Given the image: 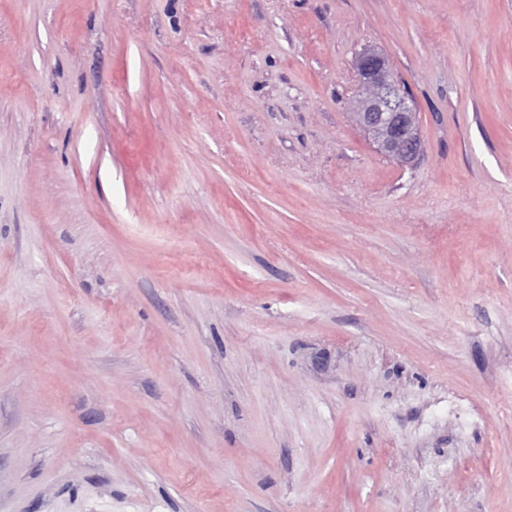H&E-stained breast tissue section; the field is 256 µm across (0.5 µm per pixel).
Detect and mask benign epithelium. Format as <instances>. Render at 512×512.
<instances>
[{"label":"benign epithelium","mask_w":512,"mask_h":512,"mask_svg":"<svg viewBox=\"0 0 512 512\" xmlns=\"http://www.w3.org/2000/svg\"><path fill=\"white\" fill-rule=\"evenodd\" d=\"M357 93L346 103V117L376 148L402 166L423 153L417 109L394 76L389 54L363 50L354 63Z\"/></svg>","instance_id":"benign-epithelium-1"}]
</instances>
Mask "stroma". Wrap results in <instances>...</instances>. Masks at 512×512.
<instances>
[{
    "label": "stroma",
    "mask_w": 512,
    "mask_h": 512,
    "mask_svg": "<svg viewBox=\"0 0 512 512\" xmlns=\"http://www.w3.org/2000/svg\"><path fill=\"white\" fill-rule=\"evenodd\" d=\"M0 512H512V0H0ZM357 93L346 103V117L376 148L402 166L423 153L417 109L394 76L389 54L364 49L354 63Z\"/></svg>",
    "instance_id": "1"
}]
</instances>
